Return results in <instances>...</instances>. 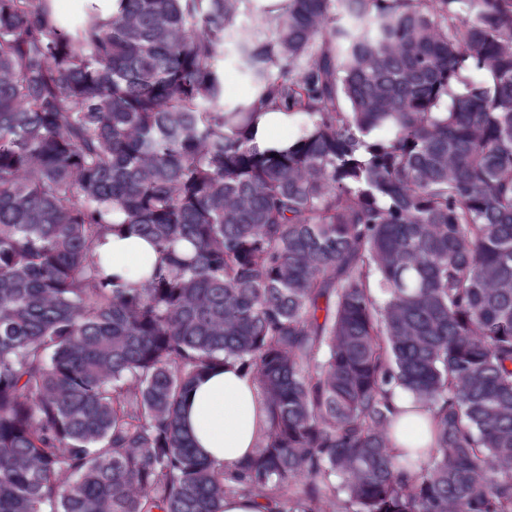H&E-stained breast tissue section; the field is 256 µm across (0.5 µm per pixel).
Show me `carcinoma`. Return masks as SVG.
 <instances>
[{"label": "carcinoma", "instance_id": "cac0c4a2", "mask_svg": "<svg viewBox=\"0 0 512 512\" xmlns=\"http://www.w3.org/2000/svg\"><path fill=\"white\" fill-rule=\"evenodd\" d=\"M240 2L0 0V512H512V0H288L227 107ZM276 109L306 123L270 156ZM226 358L270 416L235 472L181 421ZM90 0H54L53 7L56 13L65 21H74L83 16ZM221 67L224 71V103L234 105L244 102L252 90L248 79L238 68L234 38L225 41ZM306 118L302 115L293 116V129L288 130L291 124V115L284 111H267L259 115L255 127L251 129V144L259 150H285L296 141L297 137L288 135L300 134ZM96 252L110 261L112 275L120 277L128 288L140 287L146 274L160 260V255L147 239L126 229L106 234ZM400 410L396 418L394 431H389L388 439L391 450L397 454L407 448H429L430 435L426 430L429 414L411 411L412 404L406 400H397Z\"/></svg>", "mask_w": 512, "mask_h": 512}]
</instances>
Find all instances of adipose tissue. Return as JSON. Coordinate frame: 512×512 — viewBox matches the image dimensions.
Instances as JSON below:
<instances>
[{"label":"adipose tissue","mask_w":512,"mask_h":512,"mask_svg":"<svg viewBox=\"0 0 512 512\" xmlns=\"http://www.w3.org/2000/svg\"><path fill=\"white\" fill-rule=\"evenodd\" d=\"M290 123L287 112L261 113L251 130L252 144L262 151L287 149L293 142L288 135ZM96 251L110 261L113 275L130 288L140 287L160 260L147 239L125 229L106 234ZM398 408L396 427L388 434L392 451L429 447L428 413L414 412L405 400L399 401ZM182 421L198 452L230 472L255 452L268 427L267 404L251 372L229 358L187 389Z\"/></svg>","instance_id":"ef3b65f1"}]
</instances>
